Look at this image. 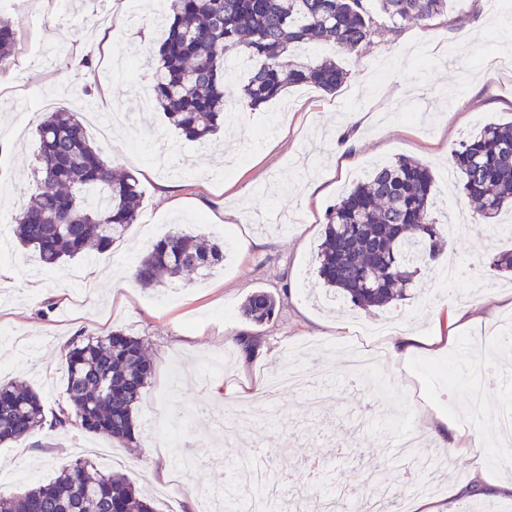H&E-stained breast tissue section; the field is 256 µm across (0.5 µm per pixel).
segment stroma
<instances>
[{
    "label": "stroma",
    "mask_w": 512,
    "mask_h": 512,
    "mask_svg": "<svg viewBox=\"0 0 512 512\" xmlns=\"http://www.w3.org/2000/svg\"><path fill=\"white\" fill-rule=\"evenodd\" d=\"M107 8L114 12V50L136 68L112 76L102 60L90 83L65 57L80 46L93 49L89 22ZM54 11L66 22L54 30L58 52L50 62L40 65L27 54L26 15L14 12L21 45L0 65L6 79L26 74L12 95L29 107L23 116L0 110V212L7 216L0 222V266L11 272L0 284V382H25L42 393L47 410H56L65 401L62 343L116 329L143 338L155 372L138 409L136 447L74 429L37 432L0 445V494L49 482L76 459H96L152 496L158 512H187L189 498L235 484V463L258 448L272 475L294 477L274 512H311L327 494L359 491L368 474L380 488L405 491L393 446L416 429L423 449L442 448L427 415L467 412L471 343L483 340L493 372L512 376V352L492 335L512 316V278L487 264L489 253L512 248V238L498 224L477 223L450 163L451 148L484 124L512 121V69L502 67L512 62V0H449L443 16L338 55L351 77L336 94L291 87L255 111L229 107L212 145L186 140L162 112L141 105L138 89L151 82L147 60L159 38L149 18L127 22L123 6L105 0H56ZM45 87L62 108L87 98L105 111L121 109L126 122L117 138L92 115L82 120L101 156L134 173L143 191L136 221L106 254L54 269L19 245L12 222L32 193ZM401 157L432 169L434 216L461 276L448 286L438 270H423L409 299L365 312L333 298L316 275L325 212L353 183ZM317 181L325 191L316 197L308 188ZM177 229L227 242L223 269L160 291L140 288L135 266L154 241ZM96 266L99 282L88 275ZM258 289L272 292L278 306L272 320L254 325L240 308ZM357 326L373 331L378 364L356 383L345 359ZM406 326L429 341L447 335L448 345L392 365L389 345ZM242 332L260 342L249 360L233 341ZM308 341L314 347L302 363L316 386L333 387L334 397L315 411L313 389L286 392L273 417L265 403H242L255 380L288 368L289 350ZM509 405L512 391L485 387L483 407L468 424L469 459L446 450L435 499L450 512L490 502L512 512V495L494 498L485 490L512 483V467L481 454L499 442L490 422ZM160 452L182 475L177 494L163 493L153 476ZM185 458L192 466H182Z\"/></svg>",
    "instance_id": "1"
}]
</instances>
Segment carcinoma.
<instances>
[{
  "label": "carcinoma",
  "mask_w": 512,
  "mask_h": 512,
  "mask_svg": "<svg viewBox=\"0 0 512 512\" xmlns=\"http://www.w3.org/2000/svg\"><path fill=\"white\" fill-rule=\"evenodd\" d=\"M370 0H170L164 35L148 61L154 101L168 123L189 141L214 138L224 122V101L256 110L293 86L337 93L350 73L334 58L312 62L294 47L319 41L355 52L378 32ZM395 25L421 24L448 11V0H377ZM18 33L0 16V64L14 53ZM245 56L249 74L228 83L225 65ZM37 194L14 219L20 244L48 266L106 252L134 223L142 190L100 155L78 112H51L37 125ZM463 194L479 219L490 222L512 209V122L488 123L450 152ZM434 177L413 158H399L351 187L326 213L317 275L364 310L406 299L420 267L435 264L445 240L433 217ZM224 263L218 243L183 230L155 242L135 266L134 280L159 289L189 272L206 277ZM512 270V250L489 259ZM265 290L251 293L243 318L254 324L275 315ZM66 404L46 416L41 396L27 384L0 385V444L40 430L76 429L107 434L129 448L135 410L154 364L144 340L122 330L72 336L62 345ZM0 512H157L123 475L86 460L63 466L46 484L20 495L0 494Z\"/></svg>",
  "instance_id": "obj_1"
}]
</instances>
